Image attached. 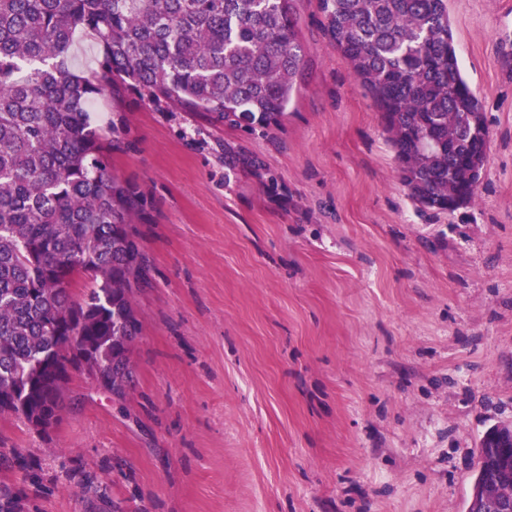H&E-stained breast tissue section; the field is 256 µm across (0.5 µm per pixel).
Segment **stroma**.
<instances>
[{
  "label": "stroma",
  "mask_w": 512,
  "mask_h": 512,
  "mask_svg": "<svg viewBox=\"0 0 512 512\" xmlns=\"http://www.w3.org/2000/svg\"><path fill=\"white\" fill-rule=\"evenodd\" d=\"M293 9L276 126L95 101L123 111L110 166L145 200L134 384L73 375L47 437L0 414L24 512H466L484 434L512 425V0H448L490 140L445 213L411 199L320 0Z\"/></svg>",
  "instance_id": "35a3bbf8"
}]
</instances>
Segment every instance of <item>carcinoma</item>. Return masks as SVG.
Wrapping results in <instances>:
<instances>
[{"mask_svg": "<svg viewBox=\"0 0 512 512\" xmlns=\"http://www.w3.org/2000/svg\"><path fill=\"white\" fill-rule=\"evenodd\" d=\"M328 32L380 108L412 200L434 212L475 200L469 172L487 157L482 103L464 78L447 0H321ZM100 46L72 70L77 31ZM303 48L293 0H0V413L57 424L75 330L123 388L140 335L132 284L148 258L136 241L144 198L110 171L125 117L103 128L91 104L128 91L250 131L276 124L298 90ZM94 287L73 296L77 280ZM475 482L512 498L483 448ZM0 512L20 497L0 486Z\"/></svg>", "mask_w": 512, "mask_h": 512, "instance_id": "1", "label": "carcinoma"}]
</instances>
